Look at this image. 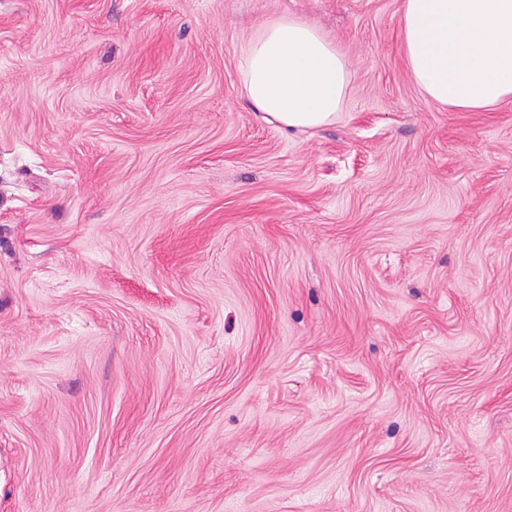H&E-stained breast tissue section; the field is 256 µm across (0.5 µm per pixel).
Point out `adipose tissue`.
Masks as SVG:
<instances>
[{"label":"adipose tissue","mask_w":512,"mask_h":512,"mask_svg":"<svg viewBox=\"0 0 512 512\" xmlns=\"http://www.w3.org/2000/svg\"><path fill=\"white\" fill-rule=\"evenodd\" d=\"M399 40L431 102L465 111L512 103V0H403ZM240 76L251 105L289 132L335 122L351 84L336 42L289 16L245 45Z\"/></svg>","instance_id":"obj_1"}]
</instances>
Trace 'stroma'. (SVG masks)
Wrapping results in <instances>:
<instances>
[{
  "mask_svg": "<svg viewBox=\"0 0 512 512\" xmlns=\"http://www.w3.org/2000/svg\"><path fill=\"white\" fill-rule=\"evenodd\" d=\"M403 0H0V512H512V105ZM346 55L283 132L241 49ZM240 76L251 105L287 132L335 122L351 84L336 42L289 16L268 22L245 45Z\"/></svg>",
  "mask_w": 512,
  "mask_h": 512,
  "instance_id": "1",
  "label": "stroma"
}]
</instances>
